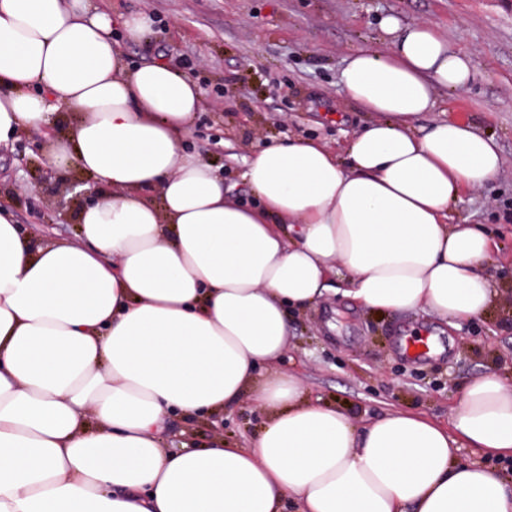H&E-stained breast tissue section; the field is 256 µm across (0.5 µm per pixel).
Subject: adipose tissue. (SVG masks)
<instances>
[{"mask_svg": "<svg viewBox=\"0 0 512 512\" xmlns=\"http://www.w3.org/2000/svg\"><path fill=\"white\" fill-rule=\"evenodd\" d=\"M152 26L95 0H0V147L44 133L56 170L93 179L80 240L33 245L0 205V512H512V483L460 448L512 458V382L471 379L447 423L391 411L356 428L278 365L288 314L331 297L456 326L497 297L495 242L448 221L499 175L495 139L438 92L477 77L426 20H381L343 94L374 119L347 160L312 139L245 159L247 202L182 146L202 105L188 74L128 67L112 42ZM72 120L54 132L58 113ZM249 399L253 447H165L166 420Z\"/></svg>", "mask_w": 512, "mask_h": 512, "instance_id": "adipose-tissue-1", "label": "adipose tissue"}]
</instances>
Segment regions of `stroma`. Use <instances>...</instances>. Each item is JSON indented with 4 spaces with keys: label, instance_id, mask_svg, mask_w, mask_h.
<instances>
[{
    "label": "stroma",
    "instance_id": "stroma-1",
    "mask_svg": "<svg viewBox=\"0 0 512 512\" xmlns=\"http://www.w3.org/2000/svg\"><path fill=\"white\" fill-rule=\"evenodd\" d=\"M101 6L116 17L156 18L134 42L114 29L128 64L194 67L205 105L183 145L216 166L241 196L248 189L237 163L256 150L295 138L338 147L368 123V113L341 93L338 74L356 49L382 47L384 16L432 21L451 47L472 51L476 81L464 92L440 94L435 111L418 124L449 118L498 142L501 173L484 189L462 193L448 218L484 225L498 242L483 267L498 301L485 316L451 328L421 310L380 313L334 297L290 311L284 367L303 378L311 398L343 408L357 425L392 410L444 423L471 378L490 372L512 378V0H101ZM42 140L41 132L28 131L0 151V203L32 239L72 238L79 224L72 176L48 169ZM407 336L432 337L444 350L416 357L403 342ZM263 420L246 400L207 420L172 417L167 445L221 439L245 448Z\"/></svg>",
    "mask_w": 512,
    "mask_h": 512
}]
</instances>
